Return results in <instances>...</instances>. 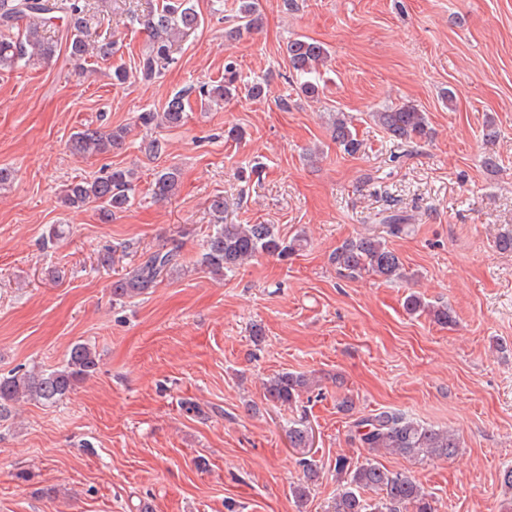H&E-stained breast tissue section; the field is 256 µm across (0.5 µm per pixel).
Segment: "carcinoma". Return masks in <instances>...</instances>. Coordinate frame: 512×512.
Instances as JSON below:
<instances>
[{
    "label": "carcinoma",
    "mask_w": 512,
    "mask_h": 512,
    "mask_svg": "<svg viewBox=\"0 0 512 512\" xmlns=\"http://www.w3.org/2000/svg\"><path fill=\"white\" fill-rule=\"evenodd\" d=\"M27 20L23 31L14 33L18 22ZM61 20L66 23L65 40L69 60L81 67L90 54L103 60L112 58L110 40L95 41L92 32L101 21L90 0H0V68L29 67L50 61L58 51V42L46 36L47 28ZM256 0H241L236 24L227 36L239 37L259 26ZM150 39V46L138 58L137 76L144 81L161 79L172 69L177 58L174 46L197 30L203 18L192 0H165L161 8L135 17ZM289 67L295 76L304 79L303 93L310 97L319 94L318 85L307 80L321 74L327 58L325 47L312 39L295 38L288 42ZM239 72L236 64L224 65V80L214 84L202 83L183 89L167 100L163 112L151 110L139 113L137 121L143 127L159 120L169 128L184 125L190 98L200 102H225L238 94ZM371 117L395 140L407 144L425 142L430 137L425 113L413 104L373 112ZM331 126L336 145L346 154L354 155L361 142L352 131V117L345 112L331 114ZM127 137V128L117 126L104 130L87 126L74 133L69 140L72 153L80 156L103 155L121 147ZM136 173L131 168L115 167L92 180L73 181L63 190V202L70 209L80 210L97 205L102 219L112 221V215L127 210L135 200ZM180 172L165 168L155 173L153 199L165 200L177 192ZM215 217L212 232L206 235L197 264L220 278L234 272L261 255L286 258L300 250L304 237L294 236L287 241L272 224L224 223V197L216 196L210 204ZM407 217L392 213L383 219L386 234L397 236L404 232ZM180 246L162 247L143 262L112 283V296L117 300L132 299L154 287L160 278L178 267ZM331 262L350 279L372 275L385 281L407 278L400 256L375 233L349 237L336 246ZM404 306L411 314H426L442 326L453 322L446 306L433 305L412 293ZM98 357L93 347L83 342L74 343L64 363L53 369L18 371L0 378V421L9 419L13 406L22 400L44 404L57 403L72 392L97 367ZM317 386L304 373L282 372L272 377L265 386L264 399L280 406L295 405L300 396ZM350 440L370 454L382 451L427 459H450L456 456L460 440L446 429L418 423L397 410H377L354 420ZM290 447L302 451L299 465L304 481L293 487L297 501L304 502L310 495L311 483L318 477L317 464L309 457L313 445L310 427L304 421L288 425ZM334 469L339 485L333 512H436L432 497L411 476L390 471L371 460L359 462L339 455ZM373 491L378 499L370 503L362 492Z\"/></svg>",
    "instance_id": "1"
}]
</instances>
